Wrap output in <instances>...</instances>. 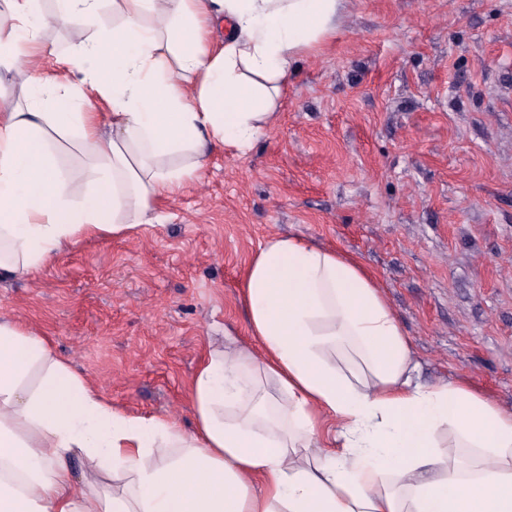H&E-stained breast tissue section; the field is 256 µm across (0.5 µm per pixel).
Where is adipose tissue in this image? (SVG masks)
Masks as SVG:
<instances>
[{
  "mask_svg": "<svg viewBox=\"0 0 512 512\" xmlns=\"http://www.w3.org/2000/svg\"><path fill=\"white\" fill-rule=\"evenodd\" d=\"M0 3V89L26 75L23 102L0 92V277H30L84 239L161 223L215 149L246 156L347 0ZM52 24L76 39L59 63L80 80L41 71ZM241 295L253 342H210L189 429L112 407L45 336L0 320V512H512V411L420 382L357 259L274 235Z\"/></svg>",
  "mask_w": 512,
  "mask_h": 512,
  "instance_id": "obj_1",
  "label": "adipose tissue"
}]
</instances>
